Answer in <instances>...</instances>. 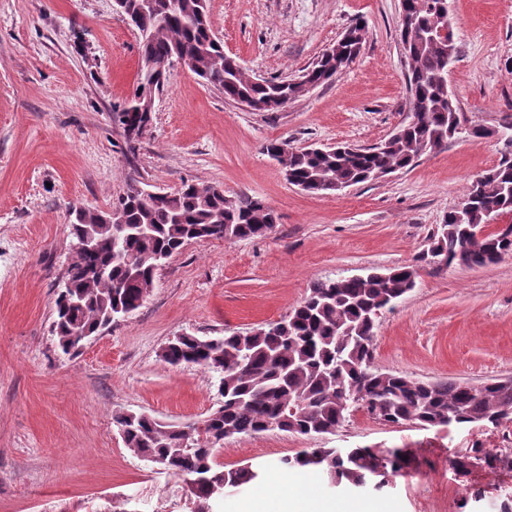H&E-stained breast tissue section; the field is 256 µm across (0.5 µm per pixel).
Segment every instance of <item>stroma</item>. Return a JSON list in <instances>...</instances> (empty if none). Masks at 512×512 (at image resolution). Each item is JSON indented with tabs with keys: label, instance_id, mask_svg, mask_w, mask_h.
Masks as SVG:
<instances>
[{
	"label": "stroma",
	"instance_id": "1",
	"mask_svg": "<svg viewBox=\"0 0 512 512\" xmlns=\"http://www.w3.org/2000/svg\"><path fill=\"white\" fill-rule=\"evenodd\" d=\"M113 0H0V512H191L186 481L126 448L113 417L143 412L167 425L220 405L215 377L172 366L174 336H218L285 317L321 279L414 263L444 214L500 159L496 140L458 139L372 183L313 196L264 152L381 143L410 119L400 0H211L227 55L259 78L316 62L356 20L367 34L349 67L271 112L225 99L172 67L152 122L135 141L112 120L137 78L138 36ZM457 59L448 74L471 124L512 121V0H449ZM258 198L278 216L263 238L191 240L158 270L143 305L62 355L53 301L72 262L71 207L107 211L129 187L170 193L183 182ZM378 366L409 377L478 385L512 376V255L485 267L420 266L415 288L384 312ZM409 448L410 469L382 489L309 480L324 501L371 512H500L512 496V423L422 429L356 411L335 433L278 430L229 438L216 461L262 480L224 491L240 512L305 448ZM487 448L502 462L458 474L451 461Z\"/></svg>",
	"mask_w": 512,
	"mask_h": 512
}]
</instances>
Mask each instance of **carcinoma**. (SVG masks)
<instances>
[{"mask_svg": "<svg viewBox=\"0 0 512 512\" xmlns=\"http://www.w3.org/2000/svg\"><path fill=\"white\" fill-rule=\"evenodd\" d=\"M406 20L399 40L408 59V123L372 147L341 145L319 151L289 148L281 159L288 182L310 195L369 183L414 166L427 152L465 135L486 139L493 130L476 125L462 131L455 122L457 97L448 87L451 37L433 40L451 25L448 0H404ZM121 14L139 33V71L131 98L113 109L121 125L149 127L152 115L141 98L163 90L177 60L233 101H248L262 112L275 111L305 95V85L331 80L358 56L365 26H349L336 43L298 80L251 77L215 38L209 0H122ZM124 230L102 225L105 211L74 207L69 235L88 232L96 249L70 264L64 288L54 301L52 331L64 356L75 354L78 328L94 335L123 312L137 311L153 286L159 264L189 240L233 241L265 236L274 211L264 202L232 200L224 189L186 182L173 193L142 199L126 194L116 203ZM512 213V139L497 165L479 174L462 201L448 210L421 260L437 271L454 264L484 267L512 255V225L476 236L489 215ZM410 265L349 278L313 282L306 297L284 318L246 333L222 336L185 334L162 349L173 366L196 364L215 374L222 404L206 419L182 427L164 426L150 415L120 413L115 422L126 447L166 473L190 478L195 512H214L212 503L227 486L240 487L262 477L252 468L219 469L217 445L270 429L307 438L333 433L358 409L392 425L446 427L498 426L512 420V385L490 379L479 386L454 380L420 381L375 365L374 338L383 311L415 287ZM408 448H306L280 459L284 468L311 467L340 485L376 489L386 477L412 465ZM502 459L485 448H468L453 460L465 475L475 467L495 470Z\"/></svg>", "mask_w": 512, "mask_h": 512, "instance_id": "1", "label": "carcinoma"}]
</instances>
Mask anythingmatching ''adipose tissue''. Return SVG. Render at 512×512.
Listing matches in <instances>:
<instances>
[{
  "label": "adipose tissue",
  "mask_w": 512,
  "mask_h": 512,
  "mask_svg": "<svg viewBox=\"0 0 512 512\" xmlns=\"http://www.w3.org/2000/svg\"><path fill=\"white\" fill-rule=\"evenodd\" d=\"M242 512H369L368 508L341 502H327L317 498L310 484L291 486L279 480L272 491L264 492L246 501Z\"/></svg>",
  "instance_id": "adipose-tissue-1"
}]
</instances>
